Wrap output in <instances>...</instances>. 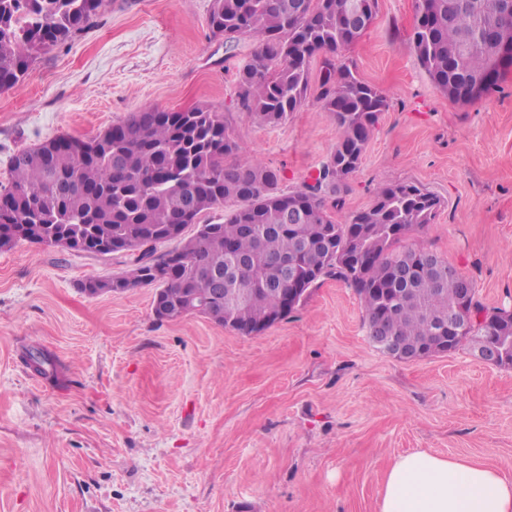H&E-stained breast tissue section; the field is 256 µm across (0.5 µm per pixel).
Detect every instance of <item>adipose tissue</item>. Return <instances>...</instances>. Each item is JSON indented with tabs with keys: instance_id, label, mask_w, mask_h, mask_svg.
<instances>
[{
	"instance_id": "ef3b65f1",
	"label": "adipose tissue",
	"mask_w": 512,
	"mask_h": 512,
	"mask_svg": "<svg viewBox=\"0 0 512 512\" xmlns=\"http://www.w3.org/2000/svg\"><path fill=\"white\" fill-rule=\"evenodd\" d=\"M379 512H512V480L481 464L417 449L390 467Z\"/></svg>"
}]
</instances>
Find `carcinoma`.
I'll return each instance as SVG.
<instances>
[{
    "label": "carcinoma",
    "mask_w": 512,
    "mask_h": 512,
    "mask_svg": "<svg viewBox=\"0 0 512 512\" xmlns=\"http://www.w3.org/2000/svg\"><path fill=\"white\" fill-rule=\"evenodd\" d=\"M103 0H0V92L12 89L30 64L85 29ZM351 0H212L211 36L256 47L236 72L240 111L278 125L300 111L318 56L316 99L340 130L336 148L311 182L292 192L260 160L244 155L224 113L208 108L134 113L91 141L58 136L15 155L0 213V248L23 240L89 254H123L129 270L89 277L81 290L110 293L132 280L153 286L158 319L190 301L205 303L216 278L245 298L215 302L213 318L257 327L292 312L288 289L310 290L325 279L353 288L365 310L366 336H394L427 347L425 356L456 350L469 336L498 347L512 365V309L486 308L471 290L480 320L461 339L439 346L437 330L464 275L433 252L402 245L431 224L441 199L410 182L381 185L372 206L336 220L326 191L339 192L360 167L387 97L362 80L343 51L364 30L349 24ZM412 42L432 83L453 102L470 103L512 70V8L508 0H415ZM224 210V218L213 213ZM179 247L158 253V247ZM147 250H142L143 246Z\"/></svg>",
    "instance_id": "obj_1"
}]
</instances>
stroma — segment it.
<instances>
[{"label":"stroma","instance_id":"35a3bbf8","mask_svg":"<svg viewBox=\"0 0 512 512\" xmlns=\"http://www.w3.org/2000/svg\"><path fill=\"white\" fill-rule=\"evenodd\" d=\"M212 0H104L94 23L42 53L0 93V187L11 156L57 135L89 140L132 113H224L248 156L301 186L336 146L308 96L263 125L237 108L253 50L210 36ZM415 0H377L344 53L388 98L343 213L385 183L439 195L408 238L468 276L486 307H512V72L455 103L421 68ZM129 268L25 241L0 249V512H379L395 459L416 449L512 479V366L472 345L405 362L377 350L356 292L327 279L286 318L245 336L200 316L158 320L154 288L86 295ZM44 350L43 375L24 355Z\"/></svg>","mask_w":512,"mask_h":512}]
</instances>
